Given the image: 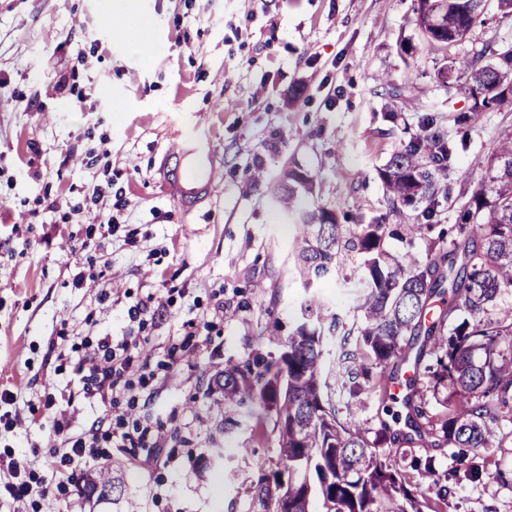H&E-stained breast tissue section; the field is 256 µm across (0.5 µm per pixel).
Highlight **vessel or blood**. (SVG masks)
I'll use <instances>...</instances> for the list:
<instances>
[{"label":"vessel or blood","mask_w":512,"mask_h":512,"mask_svg":"<svg viewBox=\"0 0 512 512\" xmlns=\"http://www.w3.org/2000/svg\"><path fill=\"white\" fill-rule=\"evenodd\" d=\"M179 169L175 180V199L182 209L195 207L210 190L213 156L199 143H180L177 151Z\"/></svg>","instance_id":"vessel-or-blood-1"}]
</instances>
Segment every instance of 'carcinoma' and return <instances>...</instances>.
Masks as SVG:
<instances>
[{"label":"carcinoma","mask_w":512,"mask_h":512,"mask_svg":"<svg viewBox=\"0 0 512 512\" xmlns=\"http://www.w3.org/2000/svg\"><path fill=\"white\" fill-rule=\"evenodd\" d=\"M414 22L436 54L464 40L485 14L487 0H415ZM489 61H483V58ZM447 72L465 78L474 109L485 110L477 95L503 105L512 101V44H489L475 58H453ZM432 122L394 152L379 175L392 203L423 206V224H409L412 237L429 236L435 225L439 181L447 177L458 144L429 133ZM483 171L479 188L448 227L449 245L426 264L380 250L387 224H357L342 233L336 214L304 207L314 179L299 167L285 169L275 184L280 209L298 218L296 270L307 285L336 275L344 249L365 256L358 279L356 309L361 325L347 331L338 349L344 372L341 387L357 398L378 399L386 418L375 438L356 418H340L342 407L326 373L324 343L336 332L312 299L278 356L261 354L229 360L219 379L225 429L238 425L246 405L275 414L281 466H258L250 492L260 512H282L278 492H288V512H445L448 486L437 478L435 456L413 464L410 475L392 462L382 446L417 436L426 448L450 447L463 476L479 481L487 472L489 450L502 447L500 422L512 419V128L502 132L496 150L476 160ZM441 298L436 319L427 321L433 298ZM411 366L402 398L389 394L402 368ZM444 387L448 413L433 417L427 392ZM87 495L122 491L118 469L83 474ZM429 483L432 496L418 498Z\"/></svg>","instance_id":"carcinoma-1"}]
</instances>
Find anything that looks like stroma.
Wrapping results in <instances>:
<instances>
[{"label":"stroma","mask_w":512,"mask_h":512,"mask_svg":"<svg viewBox=\"0 0 512 512\" xmlns=\"http://www.w3.org/2000/svg\"><path fill=\"white\" fill-rule=\"evenodd\" d=\"M150 22V54L105 22L109 0H0V458L34 488H0V512H257L247 488L279 460L272 415L233 432L213 383L227 359L280 353L309 295L356 329L363 257L306 290L294 269L296 219L271 184L297 164L315 204L346 226L403 229L379 177L423 118L465 140L438 196L439 229L477 190L476 158L512 127V103L477 112L439 72L512 40V16L488 5L448 56L428 50L414 0H126ZM64 87H57L58 77ZM468 113L467 129L455 118ZM210 147L212 194L188 214L167 179L180 139ZM112 214L113 229L96 217ZM159 305L132 320L147 296ZM111 336L132 359V391L103 407L74 370ZM21 422L9 426L8 421ZM161 430L156 448H101L69 480L45 461L93 422ZM223 462H216V451ZM121 462L122 494L89 498L81 476ZM489 476L449 486L447 512H512V444Z\"/></svg>","instance_id":"35a3bbf8"}]
</instances>
